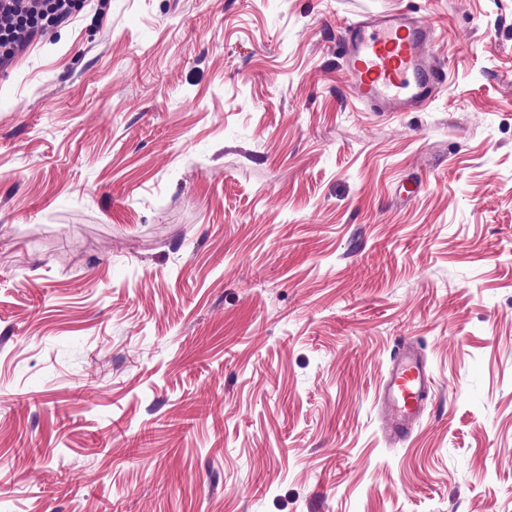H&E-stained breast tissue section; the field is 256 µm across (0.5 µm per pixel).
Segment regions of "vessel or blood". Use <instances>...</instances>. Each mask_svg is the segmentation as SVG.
Listing matches in <instances>:
<instances>
[{"mask_svg": "<svg viewBox=\"0 0 512 512\" xmlns=\"http://www.w3.org/2000/svg\"><path fill=\"white\" fill-rule=\"evenodd\" d=\"M433 30L409 12L362 14L346 23L337 44L352 98L367 112L425 110L447 74L425 46ZM432 377L412 343H401L377 391L385 433L403 441L420 422Z\"/></svg>", "mask_w": 512, "mask_h": 512, "instance_id": "1", "label": "vessel or blood"}]
</instances>
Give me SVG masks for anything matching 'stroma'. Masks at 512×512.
<instances>
[{
  "label": "stroma",
  "instance_id": "stroma-1",
  "mask_svg": "<svg viewBox=\"0 0 512 512\" xmlns=\"http://www.w3.org/2000/svg\"><path fill=\"white\" fill-rule=\"evenodd\" d=\"M406 9L448 83L364 111L337 34ZM0 512H512V0L41 26L0 69ZM432 387L429 366L411 342L401 343L377 391V401L386 412L385 433L404 441L421 421Z\"/></svg>",
  "mask_w": 512,
  "mask_h": 512
}]
</instances>
